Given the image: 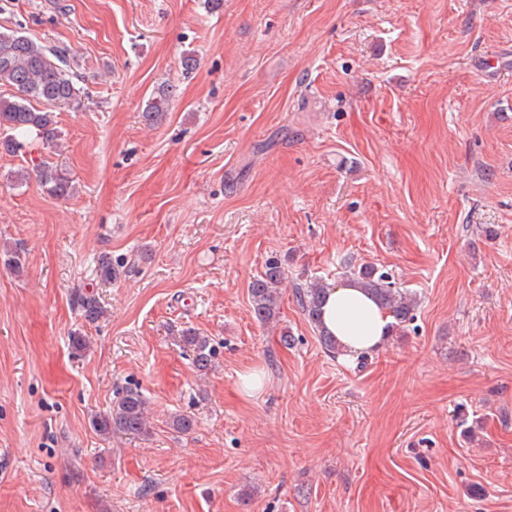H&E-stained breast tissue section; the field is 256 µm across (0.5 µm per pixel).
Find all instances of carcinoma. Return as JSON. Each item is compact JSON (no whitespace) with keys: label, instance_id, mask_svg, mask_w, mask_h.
Wrapping results in <instances>:
<instances>
[{"label":"carcinoma","instance_id":"cac0c4a2","mask_svg":"<svg viewBox=\"0 0 512 512\" xmlns=\"http://www.w3.org/2000/svg\"><path fill=\"white\" fill-rule=\"evenodd\" d=\"M0 152L9 155L20 153L32 136L52 148L57 145L59 131L56 110L80 109L82 91L78 87L77 75L70 64L69 50L49 46L32 40L17 32H0ZM176 89L166 85L158 89L148 101L143 117L149 122L162 119L175 98ZM34 177L56 198H65L73 193L72 181L58 168L46 161L33 164L16 175L23 183ZM124 268L112 257L99 258L98 274L110 281ZM347 278L371 294L382 309L393 318V327L403 328L413 321L418 305L416 294L398 288L388 274L371 263L349 266ZM285 280V270L280 260L270 258L263 271L249 284L250 305L253 318L262 325L277 323L279 314V286ZM328 291L327 285L318 280L295 287V297L307 321L318 333L322 348L331 356L340 354L336 338L325 330L321 319V306ZM75 303L85 320L94 322L106 313L93 294L81 293ZM181 341L192 353V363L199 372L208 371L214 361L216 350L209 337L196 331H182ZM93 428L105 440L114 434L147 436L151 434L146 400L140 392L125 391L113 411L93 419Z\"/></svg>","mask_w":512,"mask_h":512}]
</instances>
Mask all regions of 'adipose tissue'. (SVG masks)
<instances>
[{"instance_id": "obj_1", "label": "adipose tissue", "mask_w": 512, "mask_h": 512, "mask_svg": "<svg viewBox=\"0 0 512 512\" xmlns=\"http://www.w3.org/2000/svg\"><path fill=\"white\" fill-rule=\"evenodd\" d=\"M322 319L347 360L378 351L392 331L391 317L364 289L353 284L345 283L328 292Z\"/></svg>"}]
</instances>
